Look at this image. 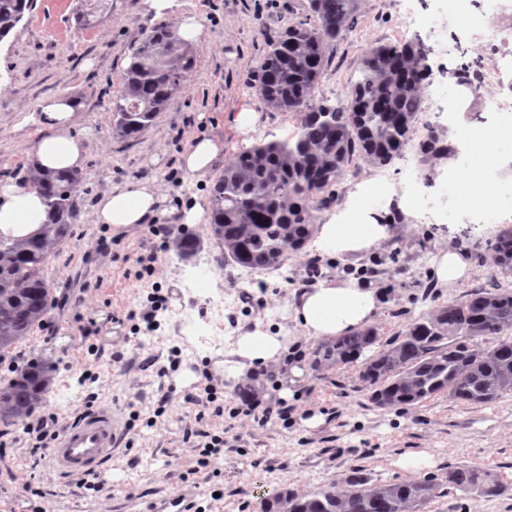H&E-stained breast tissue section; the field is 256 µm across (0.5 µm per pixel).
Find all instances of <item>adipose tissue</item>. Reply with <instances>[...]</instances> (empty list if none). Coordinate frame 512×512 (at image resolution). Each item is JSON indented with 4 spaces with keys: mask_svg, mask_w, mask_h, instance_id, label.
<instances>
[{
    "mask_svg": "<svg viewBox=\"0 0 512 512\" xmlns=\"http://www.w3.org/2000/svg\"><path fill=\"white\" fill-rule=\"evenodd\" d=\"M177 0H140L143 14L156 19H172L180 40L196 44L203 36L200 18L176 10ZM82 110L73 99L52 98L43 102L42 122L49 129L35 146L39 168L74 172L82 169L85 153L80 138L72 130ZM224 152L223 142L201 136L193 140L181 156L188 174L204 177ZM166 198L152 184L132 182L103 195L94 208V221L113 229L151 223L165 212ZM410 208L406 195L396 194L374 180L356 184L345 205L314 227V243L322 255L350 256L368 251L392 235L394 215ZM48 221L42 196L32 188L9 186L0 189V237L21 242L35 235ZM382 305L378 288L358 280H325L312 287L294 289L286 315L302 329L305 337L333 341L361 331L376 319ZM291 340L283 334L262 331L246 333L236 341V361L228 366L240 383H247L248 371L287 366Z\"/></svg>",
    "mask_w": 512,
    "mask_h": 512,
    "instance_id": "1",
    "label": "adipose tissue"
}]
</instances>
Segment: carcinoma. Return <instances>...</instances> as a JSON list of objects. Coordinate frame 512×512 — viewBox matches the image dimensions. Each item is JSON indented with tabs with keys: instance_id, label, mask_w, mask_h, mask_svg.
<instances>
[{
	"instance_id": "cac0c4a2",
	"label": "carcinoma",
	"mask_w": 512,
	"mask_h": 512,
	"mask_svg": "<svg viewBox=\"0 0 512 512\" xmlns=\"http://www.w3.org/2000/svg\"><path fill=\"white\" fill-rule=\"evenodd\" d=\"M36 0H0V41L35 8ZM313 21L288 27L268 44L258 68L257 93L264 105L296 118L286 140L256 144L236 153L217 178L212 195L211 230L224 246V258L244 268L282 265L288 251L301 250L313 233L311 211L328 203L329 189L357 159L386 166L412 140L423 108L424 52L415 41L380 45L357 67L345 102L315 99L314 91L330 61L329 49L359 20L360 0H309ZM196 64L192 46L178 40L165 23L155 26L135 48L123 73L115 106L116 127L124 137L147 128L181 90ZM419 153L429 159L451 157V141L426 125ZM24 184L45 198L50 220L32 238L0 240V350L23 340L42 324L50 288L43 267L69 235L80 205V177L28 167ZM496 265L512 273V229L493 246ZM512 331V289L492 284L459 302L441 305L415 318L395 340L362 361L359 376L380 408L423 402L441 393L466 404H488L512 391V341L487 350L479 337ZM377 341L366 328L321 345L312 352L316 368L355 362ZM44 368L33 363L0 388V416L29 414L43 391ZM448 487L488 500L508 494L494 474L459 464L448 468ZM431 479L374 483L361 469L350 471L331 493L288 492V512H412Z\"/></svg>"
}]
</instances>
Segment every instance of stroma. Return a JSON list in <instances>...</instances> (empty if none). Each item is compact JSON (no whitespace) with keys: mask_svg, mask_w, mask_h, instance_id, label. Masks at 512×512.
Segmentation results:
<instances>
[{"mask_svg":"<svg viewBox=\"0 0 512 512\" xmlns=\"http://www.w3.org/2000/svg\"><path fill=\"white\" fill-rule=\"evenodd\" d=\"M105 3L102 18L80 28L76 14L93 10L95 0H36L34 12L0 41V187L20 184L33 163L45 133V99H79L76 131L86 152L83 202L44 268L51 307L42 326L0 352V379L33 362L46 364L50 378L29 417L0 418V512H31L41 501L50 512H160L180 496L207 512H260L261 498L276 489L307 494L337 484L355 468L375 482L407 480L398 462L419 453L431 462L424 476L441 485L424 512H512V496L489 501L445 486L449 467L464 463L512 484V393L485 405L441 394L383 409L370 402L356 362L322 372L305 369L287 398L280 378L264 370L255 378L263 406L244 418L234 414L241 387L221 367L231 360L236 337L257 329L295 336L294 360L310 359L315 343L299 336L285 308L294 288L324 279L356 278L382 288L384 305L374 322L381 348L422 313L496 281L512 289V277L501 276L493 261L495 232L484 224L452 218L439 224L432 214H411L397 219L389 239L360 255L331 259L309 243L289 252L275 270L225 262L210 225L181 221L182 206L210 197L216 177L187 174L180 156L202 135L223 141L229 158L294 131V117L267 109L253 82L268 42L309 17V0H181L184 10L200 16L206 39L195 48L186 86L133 138L117 132L112 109L131 54L155 22L139 11L138 0ZM360 12L358 28L334 46L317 97L345 101L359 59L377 46L396 44L402 31L429 49L428 95L452 90L471 98L475 72L459 50L464 37L440 18L436 0H361ZM241 112L259 115L250 133L237 127ZM429 122L443 125L447 118L420 113L413 143L389 165L352 164L329 207H339L355 183L379 176L397 188L418 182L423 203L434 202L438 188L430 178L436 164L416 146ZM134 181L154 183L171 201L174 213L161 218L166 232L153 236L142 227L115 231L94 223L97 201ZM183 233L198 240L188 257L173 245ZM448 246L466 248L476 262L469 279L452 288L438 286L431 270ZM151 256L157 259L154 274L139 276V259ZM156 292L166 304L157 313V330L146 332L140 314ZM175 348L180 363L172 370ZM163 366L168 373L162 377ZM210 379L224 407L220 417L201 404ZM90 393L95 400L89 405ZM161 404L165 413L146 426L145 418ZM278 404L287 407V417L264 418L263 407ZM90 406L111 408L122 423L132 411L141 415L101 471L104 488L98 493L61 478L50 459L34 461L25 432L28 419L53 413L65 427ZM315 415L320 423L306 426ZM197 428L226 442L223 454L203 469Z\"/></svg>","mask_w":512,"mask_h":512,"instance_id":"1","label":"stroma"}]
</instances>
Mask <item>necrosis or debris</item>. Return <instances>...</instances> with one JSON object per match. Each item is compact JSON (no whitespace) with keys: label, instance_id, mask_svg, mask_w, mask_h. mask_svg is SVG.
<instances>
[{"label":"necrosis or debris","instance_id":"1","mask_svg":"<svg viewBox=\"0 0 512 512\" xmlns=\"http://www.w3.org/2000/svg\"><path fill=\"white\" fill-rule=\"evenodd\" d=\"M439 9L455 26L472 37L469 46L478 62L475 92L484 110L496 113L494 125L468 126L464 132L472 144L485 147L481 161L464 157L461 164L439 179L441 188L449 189L455 216L467 214L465 196L482 187H492V194L482 206L483 218L502 223L512 216V197L501 194V187L512 184V169L491 173V164L503 155L512 156V0H439Z\"/></svg>","mask_w":512,"mask_h":512}]
</instances>
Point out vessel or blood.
<instances>
[{
  "label": "vessel or blood",
  "instance_id": "vessel-or-blood-1",
  "mask_svg": "<svg viewBox=\"0 0 512 512\" xmlns=\"http://www.w3.org/2000/svg\"><path fill=\"white\" fill-rule=\"evenodd\" d=\"M119 440L111 410H93L59 434L50 450L51 460L64 477L75 480L110 462Z\"/></svg>",
  "mask_w": 512,
  "mask_h": 512
}]
</instances>
